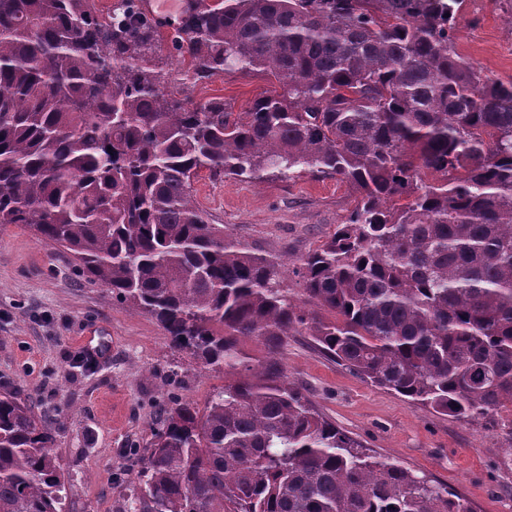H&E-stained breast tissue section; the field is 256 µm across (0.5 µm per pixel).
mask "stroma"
Listing matches in <instances>:
<instances>
[{
    "label": "stroma",
    "mask_w": 512,
    "mask_h": 512,
    "mask_svg": "<svg viewBox=\"0 0 512 512\" xmlns=\"http://www.w3.org/2000/svg\"><path fill=\"white\" fill-rule=\"evenodd\" d=\"M457 52L493 79L512 80V0H464ZM167 87L191 103L224 99L243 112L272 83L227 73ZM195 196L215 223L256 252L293 264L347 217L355 196L343 182L304 173L260 182L202 173ZM90 333V347L78 339ZM279 357L289 381L319 412L379 458H391L465 499L471 512H512V428L507 416L462 421L364 383L310 337H289ZM0 384L33 397L55 429L66 491L63 512H122L168 395L205 405L224 384L174 348L150 316L77 272L72 256L19 224L0 226Z\"/></svg>",
    "instance_id": "35a3bbf8"
}]
</instances>
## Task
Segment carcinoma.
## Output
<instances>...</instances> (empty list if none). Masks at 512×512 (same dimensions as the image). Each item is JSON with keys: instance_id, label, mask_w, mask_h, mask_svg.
<instances>
[{"instance_id": "carcinoma-1", "label": "carcinoma", "mask_w": 512, "mask_h": 512, "mask_svg": "<svg viewBox=\"0 0 512 512\" xmlns=\"http://www.w3.org/2000/svg\"><path fill=\"white\" fill-rule=\"evenodd\" d=\"M462 0H188L174 33L137 0H0V225L69 251L224 386L173 396L123 512H470L380 460L292 388L305 333L363 381L460 420L512 408V81L454 47ZM266 75L246 112L171 97ZM347 183L346 221L295 269L212 224L204 171ZM432 175V181L424 179ZM243 338L270 357L244 360ZM53 427L0 390V512H60Z\"/></svg>"}]
</instances>
